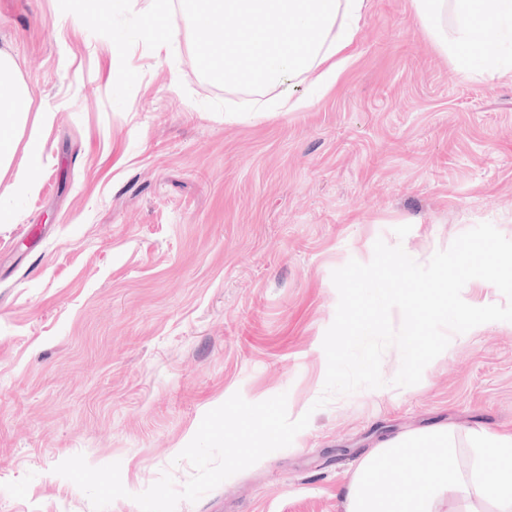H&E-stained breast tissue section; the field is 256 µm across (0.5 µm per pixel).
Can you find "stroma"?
<instances>
[{"label": "stroma", "instance_id": "35a3bbf8", "mask_svg": "<svg viewBox=\"0 0 512 512\" xmlns=\"http://www.w3.org/2000/svg\"><path fill=\"white\" fill-rule=\"evenodd\" d=\"M149 0H0V49L30 100L0 200V512H93L53 468L119 462L128 495L162 474L233 394L287 393L292 445L177 512H344L341 489L380 442L445 426L512 433V322L452 335L421 381L316 407L338 303L333 270L376 239L428 263L492 223L512 239V81L464 77L412 0H368L336 83L312 105L257 112L201 72L195 34L159 48ZM125 44L115 56L113 38ZM245 108L242 120L224 110ZM54 119L43 124L41 112ZM43 165L13 198L30 137Z\"/></svg>", "mask_w": 512, "mask_h": 512}]
</instances>
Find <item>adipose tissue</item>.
I'll list each match as a JSON object with an SVG mask.
<instances>
[{"label":"adipose tissue","mask_w":512,"mask_h":512,"mask_svg":"<svg viewBox=\"0 0 512 512\" xmlns=\"http://www.w3.org/2000/svg\"><path fill=\"white\" fill-rule=\"evenodd\" d=\"M425 32L467 77L483 74L512 79V0H413ZM178 10L165 28L147 22V38L166 43L181 26L201 32L195 44L201 64L219 60V83L274 87L272 110L290 112L309 105L297 94L305 81L326 88L348 66L366 0H167ZM29 101L14 58L0 50V173L9 169L16 132L26 122ZM472 467L462 471L447 428L409 433L382 443L360 459L341 496L345 512H469L493 503L512 512V434H469ZM401 482H389L395 462ZM494 465L496 481L478 477Z\"/></svg>","instance_id":"obj_1"}]
</instances>
